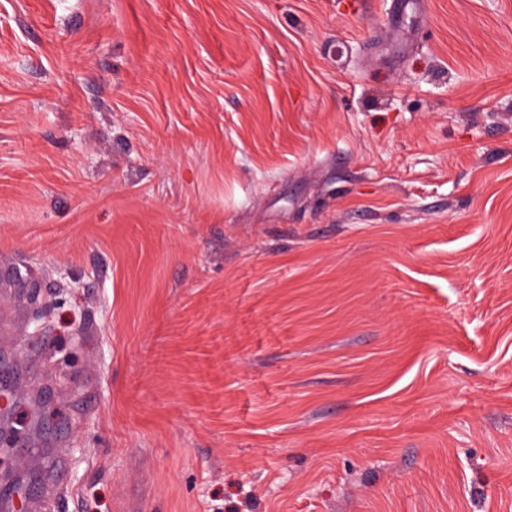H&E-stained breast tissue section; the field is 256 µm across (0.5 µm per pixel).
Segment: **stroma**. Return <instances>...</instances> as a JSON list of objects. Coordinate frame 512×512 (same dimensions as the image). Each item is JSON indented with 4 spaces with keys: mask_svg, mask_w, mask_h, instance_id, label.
Here are the masks:
<instances>
[{
    "mask_svg": "<svg viewBox=\"0 0 512 512\" xmlns=\"http://www.w3.org/2000/svg\"><path fill=\"white\" fill-rule=\"evenodd\" d=\"M389 8L0 0L34 512H512V0Z\"/></svg>",
    "mask_w": 512,
    "mask_h": 512,
    "instance_id": "stroma-1",
    "label": "stroma"
}]
</instances>
